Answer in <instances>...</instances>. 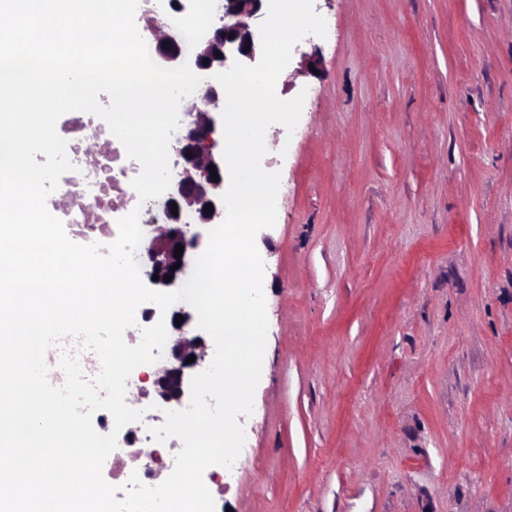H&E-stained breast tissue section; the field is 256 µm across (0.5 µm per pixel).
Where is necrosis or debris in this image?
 I'll return each mask as SVG.
<instances>
[{
    "label": "necrosis or debris",
    "instance_id": "1",
    "mask_svg": "<svg viewBox=\"0 0 512 512\" xmlns=\"http://www.w3.org/2000/svg\"><path fill=\"white\" fill-rule=\"evenodd\" d=\"M223 0H195L192 13L178 11L174 0H139L142 23L160 19L178 35L183 50H190L201 23H212ZM74 165L63 174L48 200L55 217L83 244L109 245L118 235V221L139 211L141 227L165 221V198L140 201L131 182L141 165L130 159L122 143L101 118L82 111L66 113L57 124Z\"/></svg>",
    "mask_w": 512,
    "mask_h": 512
}]
</instances>
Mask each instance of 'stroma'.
<instances>
[{
    "mask_svg": "<svg viewBox=\"0 0 512 512\" xmlns=\"http://www.w3.org/2000/svg\"><path fill=\"white\" fill-rule=\"evenodd\" d=\"M216 512H512V0H314Z\"/></svg>",
    "mask_w": 512,
    "mask_h": 512,
    "instance_id": "obj_1",
    "label": "stroma"
}]
</instances>
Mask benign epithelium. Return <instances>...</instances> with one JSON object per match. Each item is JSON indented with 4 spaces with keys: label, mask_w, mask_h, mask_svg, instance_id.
<instances>
[{
    "label": "benign epithelium",
    "mask_w": 512,
    "mask_h": 512,
    "mask_svg": "<svg viewBox=\"0 0 512 512\" xmlns=\"http://www.w3.org/2000/svg\"><path fill=\"white\" fill-rule=\"evenodd\" d=\"M267 0H224V12L218 22L202 31L192 56L187 58L167 25L159 20L146 31L155 43V63L163 67H178L188 63L193 69L216 75L230 68L235 61L254 63L261 57L259 33L250 20L258 19L266 10ZM222 57H217V54ZM224 88L211 80L201 96V102L190 103L192 121L185 127L177 149V172L166 191V221L151 225L144 239L148 264L143 274L149 283L160 289L173 288L187 275L198 256L207 248L206 227L224 220V160L219 150V134L223 127ZM192 156H187V153ZM214 169H209V166ZM218 179H211L212 174ZM177 212H172L171 203ZM211 210H205L206 205ZM183 246L182 255L175 256L176 246ZM176 270H171L175 264ZM158 280H153V276ZM172 276L166 281V276ZM183 316L181 325L176 317ZM192 314L185 307L168 310L166 323L172 329L167 338L166 356L155 369L153 386L164 403L182 406L190 394L191 372L202 366L208 356V346L200 335L187 330ZM195 356L191 363L189 356Z\"/></svg>",
    "instance_id": "7a95c632"
}]
</instances>
